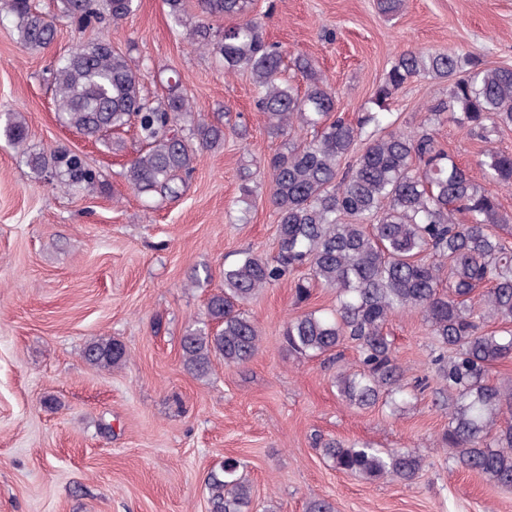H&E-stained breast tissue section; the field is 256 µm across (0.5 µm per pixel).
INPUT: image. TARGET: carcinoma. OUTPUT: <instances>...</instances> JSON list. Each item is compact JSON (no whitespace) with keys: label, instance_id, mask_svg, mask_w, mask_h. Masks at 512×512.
I'll use <instances>...</instances> for the list:
<instances>
[{"label":"carcinoma","instance_id":"1","mask_svg":"<svg viewBox=\"0 0 512 512\" xmlns=\"http://www.w3.org/2000/svg\"><path fill=\"white\" fill-rule=\"evenodd\" d=\"M60 3L78 30L97 29L49 69L60 123L109 150L118 145L112 133L134 129L141 149L126 180L141 195L178 197L198 154L224 144V128L194 112L189 98L177 92V77L161 97L143 92L145 74L133 70L110 32L134 13L135 0ZM164 3L172 22L185 25L188 0ZM197 3L208 17L236 21L217 29L203 19L189 29V43L219 57L224 73L250 75L257 111L288 143L263 163L272 183L277 251L244 250L224 265V287L208 297L206 319L181 338L184 368L203 379L216 360L228 366L250 362L261 331L245 305L304 268L307 276L295 283L296 302H307L317 285L336 290V307L289 319L283 329L287 350L315 358L349 342L358 351L359 369L337 373L338 395L360 409L384 398L393 403L406 394L405 370L384 328L396 313L420 314L440 350L436 394L448 401L442 447L457 466L512 488V388L488 376L493 366L512 360V246L494 233L512 218L437 144L431 129L450 122L486 141L491 132L511 128L512 67H491L471 53L405 50L377 87L374 108L353 123L338 115L335 91L306 59L297 56L287 65L280 48L266 42L261 21L247 15L250 0ZM2 10L17 18L22 46L41 50L55 40L54 22L31 0H0ZM426 75L449 83L448 100L427 108L417 128L402 129L389 101ZM0 131L32 170L49 174L59 187H104L99 171L79 153L28 151L22 113H8ZM482 166L489 183L512 187L511 153L490 148ZM457 213L466 222H457ZM84 357L110 369L129 354L122 343L99 338L85 347ZM321 445L336 470L368 482L407 483L423 470L413 452L338 439ZM205 486L209 512H251L253 487L237 461L224 460Z\"/></svg>","mask_w":512,"mask_h":512}]
</instances>
